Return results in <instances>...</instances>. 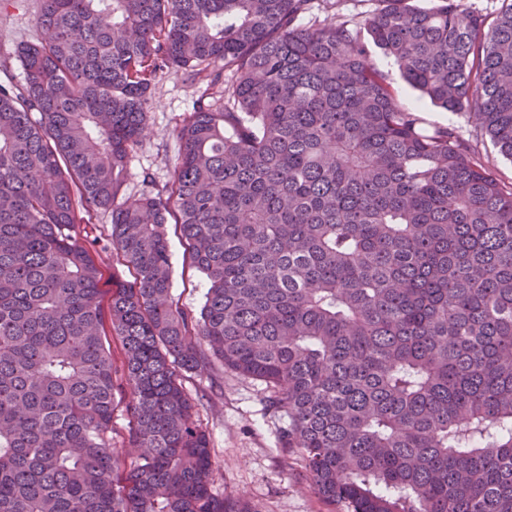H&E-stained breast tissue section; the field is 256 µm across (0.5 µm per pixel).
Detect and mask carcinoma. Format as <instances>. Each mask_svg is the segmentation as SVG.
Wrapping results in <instances>:
<instances>
[{
	"instance_id": "cac0c4a2",
	"label": "carcinoma",
	"mask_w": 512,
	"mask_h": 512,
	"mask_svg": "<svg viewBox=\"0 0 512 512\" xmlns=\"http://www.w3.org/2000/svg\"><path fill=\"white\" fill-rule=\"evenodd\" d=\"M383 2L306 26L313 0H42L23 84L0 83V512H250L213 491L183 386L216 362L273 390L281 450L343 512H512V182L368 62L512 160V3ZM164 71L203 97L170 186L124 204ZM91 209L133 275L107 313ZM170 217L209 281L197 315ZM369 61L376 68L389 71L393 78V86L397 97L410 109L419 112L428 123L435 125H456L460 126L466 136L472 142L473 147L483 156L490 170L497 178L505 181H512V163L502 158L491 140L482 133H476L464 115H453L431 105L429 102L420 100L414 92L399 76L393 61L386 57L380 50L371 49ZM110 224H112L110 211L95 210L82 212L79 224H76L75 230L80 236L88 235L90 238L106 239ZM167 224V234L172 254V294L180 307L199 313L204 303L208 282L204 275L185 261V245L174 221ZM129 397V390L126 389L118 393L117 400L112 417V447L117 448L124 455L132 457L136 452L134 448H124L126 435L128 431V418L125 412V403Z\"/></svg>"
}]
</instances>
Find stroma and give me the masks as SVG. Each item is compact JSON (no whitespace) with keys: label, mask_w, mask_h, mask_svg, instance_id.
Masks as SVG:
<instances>
[{"label":"stroma","mask_w":512,"mask_h":512,"mask_svg":"<svg viewBox=\"0 0 512 512\" xmlns=\"http://www.w3.org/2000/svg\"><path fill=\"white\" fill-rule=\"evenodd\" d=\"M41 2L0 0V80H22L15 51L22 43L43 38ZM369 61L393 74L396 94L407 107L428 123L461 127L497 178L512 181V162L502 158L487 136L474 131L465 116L420 100L380 50H371ZM200 94L199 85L186 74H157L147 94L146 135L129 156L123 200L132 202L169 185L180 148L178 131ZM167 234L173 297L180 307L199 311L208 282L186 262L178 226L168 224ZM184 386L191 397L203 400L199 416L209 435L215 492L242 497L252 512H335L313 491L300 458L281 451L278 432L286 418L270 412L272 392L263 382L219 367L209 374L187 375Z\"/></svg>","instance_id":"1"}]
</instances>
